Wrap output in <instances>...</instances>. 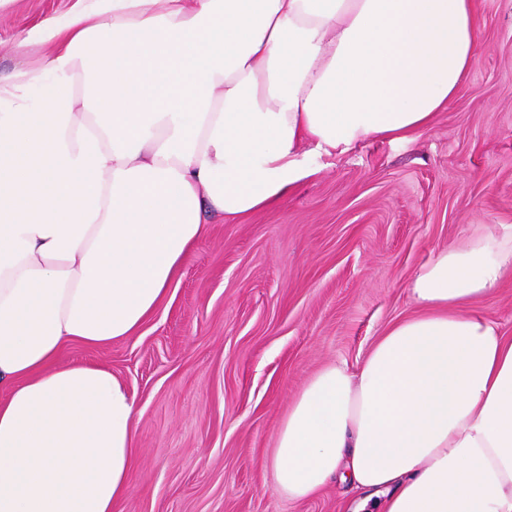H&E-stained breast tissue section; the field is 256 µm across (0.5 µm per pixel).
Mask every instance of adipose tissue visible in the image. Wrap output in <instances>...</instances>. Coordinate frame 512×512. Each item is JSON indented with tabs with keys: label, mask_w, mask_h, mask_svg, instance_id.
Here are the masks:
<instances>
[{
	"label": "adipose tissue",
	"mask_w": 512,
	"mask_h": 512,
	"mask_svg": "<svg viewBox=\"0 0 512 512\" xmlns=\"http://www.w3.org/2000/svg\"><path fill=\"white\" fill-rule=\"evenodd\" d=\"M0 76V512H116L133 403L74 344L136 335L208 235L369 140L428 128L478 48L477 0H76ZM512 226L438 250L415 313L294 398L266 465L374 512H512V336L474 308Z\"/></svg>",
	"instance_id": "ef3b65f1"
}]
</instances>
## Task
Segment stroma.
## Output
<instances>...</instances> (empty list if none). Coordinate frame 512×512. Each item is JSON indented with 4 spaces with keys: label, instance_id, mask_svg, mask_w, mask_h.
<instances>
[{
    "label": "stroma",
    "instance_id": "obj_1",
    "mask_svg": "<svg viewBox=\"0 0 512 512\" xmlns=\"http://www.w3.org/2000/svg\"><path fill=\"white\" fill-rule=\"evenodd\" d=\"M74 0H0V72L50 55L29 30ZM478 59L413 139L311 158L312 177L242 221L211 217L136 336L70 346L109 368L136 413V465L118 512H350L332 481L278 493L264 461L321 368H356L414 312L413 274L486 224L512 225V0H479Z\"/></svg>",
    "mask_w": 512,
    "mask_h": 512
}]
</instances>
